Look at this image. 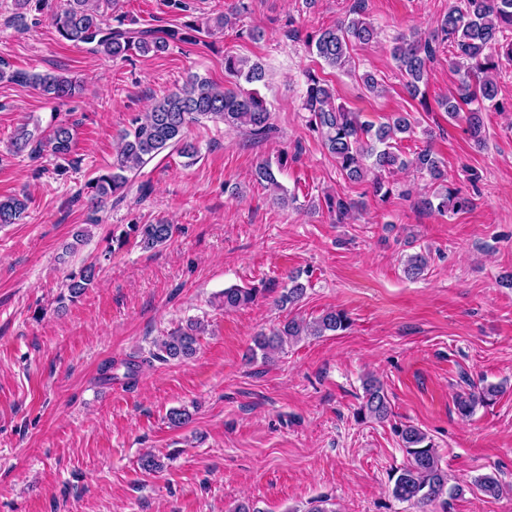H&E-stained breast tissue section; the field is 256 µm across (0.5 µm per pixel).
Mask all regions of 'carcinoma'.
I'll list each match as a JSON object with an SVG mask.
<instances>
[{
	"instance_id": "carcinoma-1",
	"label": "carcinoma",
	"mask_w": 512,
	"mask_h": 512,
	"mask_svg": "<svg viewBox=\"0 0 512 512\" xmlns=\"http://www.w3.org/2000/svg\"><path fill=\"white\" fill-rule=\"evenodd\" d=\"M15 15L34 9L42 11L49 0H12ZM114 0H67L66 7L51 13L53 24L60 36L75 44L90 46L91 50L112 59H124L132 51L143 55L166 51L172 42H185L192 33L217 34L231 24L224 14L205 22V28L193 23L166 29L132 28L121 17L110 24L105 19L114 9ZM512 0H460V4L448 7L439 20L434 35L429 38H401L392 47L391 55L404 78L403 89L413 100L423 95L421 86L428 79L431 62L442 45L453 48L451 64L464 70V77L457 94H450L440 102L448 117L459 115L462 106L469 109L466 115L467 132L474 142L484 143L485 123L483 112L486 105H499L497 71L499 58L512 61ZM374 37L372 25L357 15L336 25L321 28L307 36V45L318 58L332 68L345 69L351 64L350 50L353 45L367 44ZM224 71L235 78L234 83L222 87L197 74H191L183 84L157 99L150 109L132 120L124 130L117 146L116 158L109 170L89 181L93 206L101 205L113 197L123 200L132 183L142 175L143 169L160 153L170 148L180 156L194 159L198 156L197 145L188 139L189 125L208 119L222 122L242 131L255 142L267 140L274 132L270 111L265 99L255 86L264 82L265 69L259 62H251L233 55L224 56ZM28 83L51 99L64 101L74 97L79 84L63 74H32L10 70L8 62L0 59V82ZM307 111L306 126L321 140L336 162L341 174L353 182L373 175L374 192L386 201L390 190L385 188L383 174L411 169L426 175L433 182L447 180L441 162L430 146L417 149L407 158L397 150L400 135L411 130L412 123L405 115H399L387 123L375 125L362 121L359 113L348 110L338 102L336 90L318 73L306 74L303 96ZM74 137L69 125L60 123L50 133L37 136L24 124L18 127L11 140L14 154L29 152L41 155L45 152L68 159L73 153ZM28 196L24 194L0 197V225L16 224L28 208ZM471 201L460 191L445 190L433 193L423 205L439 213L458 212L468 208ZM328 211L336 213L337 221L351 218L353 203L341 197L326 198ZM173 227L164 222L155 224H130L128 230L117 238L122 245L129 236L140 238L146 249L155 248L169 241ZM428 267V257L422 253L407 260L405 272L410 277L421 275ZM96 265L83 266L79 273L69 277L67 288L71 297L84 293L96 278ZM307 287L297 276L288 277L278 302L294 304L306 293ZM255 288L230 287L218 295L220 306L226 310L247 306L255 301ZM349 318L341 311L330 310L311 323L290 319L271 335H260L255 345L263 357L280 352L291 339L301 335L322 336L326 332L344 330ZM205 325L198 319L173 329L158 345L159 357L182 360L197 351L199 337ZM495 387H483L457 402L463 416L473 412L479 402L485 403L497 396ZM391 406L383 384L369 378L364 382V402L358 416H369L379 421L388 419ZM402 447L407 454V464L396 471L391 488L392 496L400 502L428 505L443 496L450 498L463 495L467 490L488 498H497L501 492L499 480L492 475L475 477L471 483L452 484L448 472L442 468L435 446L427 435L415 426L398 430Z\"/></svg>"
}]
</instances>
